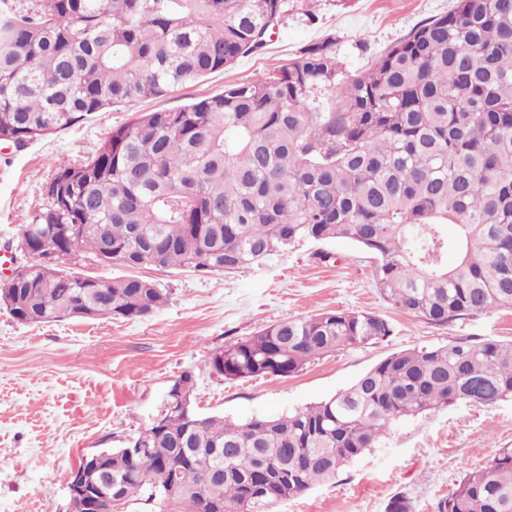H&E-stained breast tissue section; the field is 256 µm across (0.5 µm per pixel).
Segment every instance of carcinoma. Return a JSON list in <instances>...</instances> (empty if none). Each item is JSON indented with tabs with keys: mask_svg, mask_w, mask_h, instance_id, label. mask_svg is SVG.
<instances>
[{
	"mask_svg": "<svg viewBox=\"0 0 512 512\" xmlns=\"http://www.w3.org/2000/svg\"><path fill=\"white\" fill-rule=\"evenodd\" d=\"M0 0V140L54 134L167 95L263 49L289 0ZM25 225L39 255L0 280L24 324L135 319L166 293L148 266L243 272L333 239L377 259L398 310L438 326L512 309V0H454L375 58L343 69L331 34L264 77L173 110L135 111L45 185ZM459 227L448 240L447 225ZM457 250L448 266V250ZM88 255L132 270L103 280L65 266ZM370 311L285 317L216 350L228 380L288 378L312 360L392 336ZM159 421L102 451L95 493L151 512H265L380 447L394 424L459 402L512 399V343L459 339L393 352L335 395L232 422L185 410L176 378ZM128 448L150 454L132 456ZM437 512H512V449L466 475ZM386 512H411L395 493Z\"/></svg>",
	"mask_w": 512,
	"mask_h": 512,
	"instance_id": "obj_1",
	"label": "carcinoma"
}]
</instances>
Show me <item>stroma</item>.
I'll use <instances>...</instances> for the list:
<instances>
[{"mask_svg": "<svg viewBox=\"0 0 512 512\" xmlns=\"http://www.w3.org/2000/svg\"><path fill=\"white\" fill-rule=\"evenodd\" d=\"M291 2L287 22L265 49L146 101L145 109H175L219 94L225 85L265 76L327 33L335 36L345 68L360 71L418 23L453 5L317 0L319 21L312 25L299 11L302 0ZM130 116V108L116 107L21 150L0 143V255L10 266L25 260L19 248L23 226L48 207L44 187L57 164L82 162ZM374 268L373 256L354 243L331 240L288 250L244 273L145 269V277L167 290L168 301L134 320L25 325L0 305V512H62L71 469L149 427L182 372L194 375L193 405L200 415L237 422L328 398L392 352L458 338L512 340L510 309L446 327L400 312L379 293ZM336 309L380 314L393 334L325 356L288 378L227 380L208 365L215 350L276 320ZM502 448H512V400L489 407L461 402L396 424L382 447L268 512H385L399 491L408 494L412 512H436L442 497Z\"/></svg>", "mask_w": 512, "mask_h": 512, "instance_id": "1", "label": "stroma"}]
</instances>
